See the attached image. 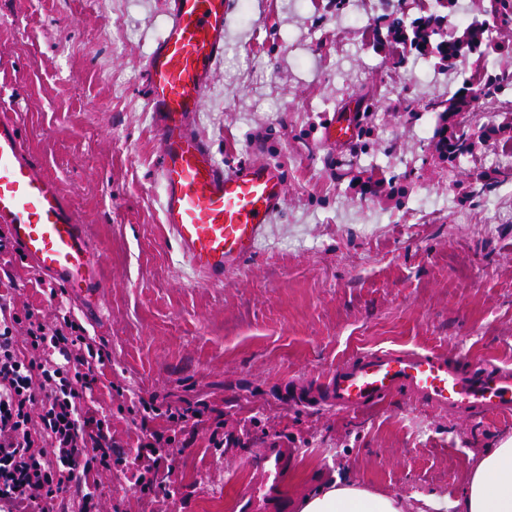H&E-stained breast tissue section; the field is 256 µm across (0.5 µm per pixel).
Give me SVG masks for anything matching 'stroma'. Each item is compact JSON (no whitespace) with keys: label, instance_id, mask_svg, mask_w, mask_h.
<instances>
[{"label":"stroma","instance_id":"obj_1","mask_svg":"<svg viewBox=\"0 0 512 512\" xmlns=\"http://www.w3.org/2000/svg\"><path fill=\"white\" fill-rule=\"evenodd\" d=\"M434 0H239L194 116L224 166L280 163L284 199L257 251L206 281L163 220L161 147L146 67L170 21L166 0H0V101L84 224L105 287L100 314L51 296L43 275L0 247V294L52 328L82 323L106 354L81 407L108 425L127 466L90 472L97 512H226L258 481L267 439L298 449L292 502L337 477L435 512L512 419L439 412L407 395L379 409L325 405L338 361L383 347L435 350L461 367L512 368V176L460 206L494 170L493 143L454 166L434 133L472 59L402 64L367 44L363 17L428 13ZM363 110V131L328 149L329 113ZM372 174L393 190L360 196ZM203 403L174 428L151 494L133 465L167 406Z\"/></svg>","mask_w":512,"mask_h":512}]
</instances>
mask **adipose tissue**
Masks as SVG:
<instances>
[{
	"instance_id": "1",
	"label": "adipose tissue",
	"mask_w": 512,
	"mask_h": 512,
	"mask_svg": "<svg viewBox=\"0 0 512 512\" xmlns=\"http://www.w3.org/2000/svg\"><path fill=\"white\" fill-rule=\"evenodd\" d=\"M457 512H512V437L486 452L474 468ZM299 512H406L402 499L364 485L325 481L305 495Z\"/></svg>"
}]
</instances>
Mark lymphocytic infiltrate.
I'll use <instances>...</instances> for the list:
<instances>
[{
	"label": "lymphocytic infiltrate",
	"mask_w": 512,
	"mask_h": 512,
	"mask_svg": "<svg viewBox=\"0 0 512 512\" xmlns=\"http://www.w3.org/2000/svg\"><path fill=\"white\" fill-rule=\"evenodd\" d=\"M30 351H53L54 361L25 362L14 349L12 326L0 319V501L16 512H33L39 502L58 494L79 491L92 498L88 479L90 462L109 465L111 449L101 447L105 423L82 415L75 382H90L103 361L88 343L82 326L47 329L34 313H27ZM46 386L40 424H33L28 406L35 398L33 385ZM53 456H46V449Z\"/></svg>",
	"instance_id": "f902f5d3"
}]
</instances>
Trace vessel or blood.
<instances>
[{"mask_svg": "<svg viewBox=\"0 0 512 512\" xmlns=\"http://www.w3.org/2000/svg\"><path fill=\"white\" fill-rule=\"evenodd\" d=\"M235 0H169L170 22L149 61V108L162 145L164 222L191 265L208 282L257 250L279 211L284 170L273 163H217L195 131L214 62L224 54V28ZM352 115L337 112L323 126L325 146L351 144ZM0 226L21 255L50 283L97 311L100 267L85 233L55 181L33 162L8 113L0 114ZM403 393L442 412L512 417V370L478 365L464 370L435 352L381 348L340 362L327 376L325 398L336 409L366 410ZM293 448L265 449L259 482L240 512H287L282 482Z\"/></svg>", "mask_w": 512, "mask_h": 512, "instance_id": "obj_1", "label": "vessel or blood"}]
</instances>
